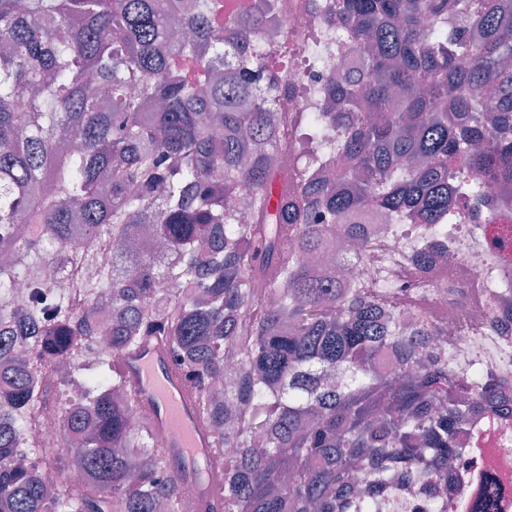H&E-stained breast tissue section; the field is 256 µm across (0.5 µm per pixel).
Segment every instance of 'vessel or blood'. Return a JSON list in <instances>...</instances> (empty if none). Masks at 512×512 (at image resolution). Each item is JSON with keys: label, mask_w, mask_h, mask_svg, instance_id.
<instances>
[{"label": "vessel or blood", "mask_w": 512, "mask_h": 512, "mask_svg": "<svg viewBox=\"0 0 512 512\" xmlns=\"http://www.w3.org/2000/svg\"><path fill=\"white\" fill-rule=\"evenodd\" d=\"M121 363L157 433L165 437L163 453L184 484L189 505L193 512H204L210 503L214 439L197 417L188 381L155 344H144Z\"/></svg>", "instance_id": "obj_1"}]
</instances>
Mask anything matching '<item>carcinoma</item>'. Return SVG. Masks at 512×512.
<instances>
[{"label": "carcinoma", "instance_id": "obj_1", "mask_svg": "<svg viewBox=\"0 0 512 512\" xmlns=\"http://www.w3.org/2000/svg\"><path fill=\"white\" fill-rule=\"evenodd\" d=\"M223 16L224 0H0V512H183L120 363L148 336L214 434L215 512H379L398 472L443 487L464 420L512 389L491 369L459 376L437 326L305 263L388 216L432 226L428 262L469 201L512 207L484 194L512 185V0H331L302 48L342 62L302 124V146L327 149L322 178L315 157L277 163L278 0ZM137 219L163 252L125 247ZM47 243L74 270L114 248L79 284L90 307L112 302L110 322L14 306L33 273L17 258ZM101 338L112 358L83 368ZM386 350L396 373L376 369ZM64 356L63 377L45 371ZM54 385L45 443L31 413Z\"/></svg>", "mask_w": 512, "mask_h": 512}]
</instances>
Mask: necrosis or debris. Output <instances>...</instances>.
<instances>
[{
    "label": "necrosis or debris",
    "mask_w": 512,
    "mask_h": 512,
    "mask_svg": "<svg viewBox=\"0 0 512 512\" xmlns=\"http://www.w3.org/2000/svg\"><path fill=\"white\" fill-rule=\"evenodd\" d=\"M336 65L331 54L322 68L312 71L301 54H292L288 91L279 102L282 117L320 110V101L302 88L322 82ZM490 231L482 219L449 225L447 264L421 265L416 256L429 239L427 229L420 224H390L384 234L372 237L369 249L349 264L346 274L356 287L387 302L429 313L446 331L441 342L456 372L467 373L479 363L511 373L512 314L503 310L500 297L512 291V243L490 246ZM53 254V248H46L28 286L16 292V303H29L33 285L46 282L51 298L67 296L75 312L89 315L67 272L50 263ZM470 432L465 462L448 473L446 512H482V491L490 483L499 489L495 512H512V416L474 423Z\"/></svg>",
    "instance_id": "4bbe7bcc"
}]
</instances>
